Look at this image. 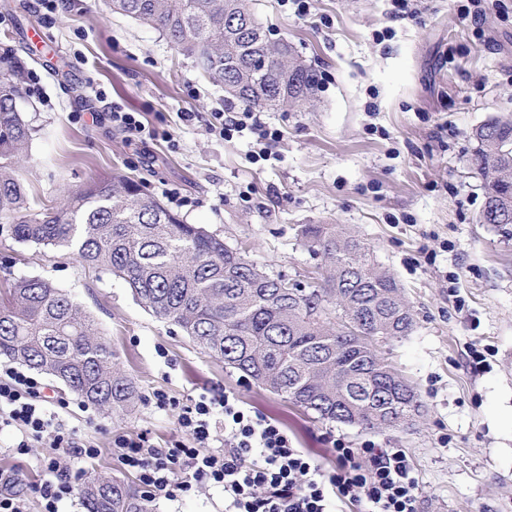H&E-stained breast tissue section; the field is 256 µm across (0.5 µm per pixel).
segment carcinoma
Here are the masks:
<instances>
[{"label": "carcinoma", "instance_id": "carcinoma-1", "mask_svg": "<svg viewBox=\"0 0 512 512\" xmlns=\"http://www.w3.org/2000/svg\"><path fill=\"white\" fill-rule=\"evenodd\" d=\"M108 9L156 26L193 58L225 98L258 109L314 100L315 77L245 0H106ZM12 67H0V219L21 243L68 249L122 280L136 302L212 357L320 421L390 430L419 414L382 354L408 335L414 316L394 276L342 224H305L304 245L326 272L307 288L271 274L206 228L186 224L141 183L120 173L94 177L58 206L31 212L18 162L31 128L17 109ZM471 162L485 203L479 223L512 229V115L471 131ZM54 377L114 416L132 413L138 387L111 345L68 292L23 277L0 301V357ZM79 494L85 512H156L154 500L117 476L95 475Z\"/></svg>", "mask_w": 512, "mask_h": 512}]
</instances>
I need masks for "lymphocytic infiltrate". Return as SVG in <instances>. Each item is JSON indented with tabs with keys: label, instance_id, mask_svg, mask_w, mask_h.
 <instances>
[{
	"label": "lymphocytic infiltrate",
	"instance_id": "f902f5d3",
	"mask_svg": "<svg viewBox=\"0 0 512 512\" xmlns=\"http://www.w3.org/2000/svg\"><path fill=\"white\" fill-rule=\"evenodd\" d=\"M47 389L25 369L0 367V430L18 434L11 452L19 456L31 442L51 438L56 454L40 461L42 478L30 490L40 496L43 512H59L74 491L60 454L89 458L96 450L62 423L59 412L69 402ZM152 403L161 411L176 406L161 391ZM179 409L177 434L166 447L145 434L113 440L122 467L136 473L151 498L186 497L212 486L223 489L225 512H334L344 502L360 512H419V475L404 449L371 442L355 448L328 431L324 439L336 457L329 471L234 393H203Z\"/></svg>",
	"mask_w": 512,
	"mask_h": 512
}]
</instances>
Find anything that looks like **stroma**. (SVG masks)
<instances>
[{"label":"stroma","mask_w":512,"mask_h":512,"mask_svg":"<svg viewBox=\"0 0 512 512\" xmlns=\"http://www.w3.org/2000/svg\"><path fill=\"white\" fill-rule=\"evenodd\" d=\"M275 37L288 40L315 73L308 109L259 111L279 134L268 159L250 130L208 129L223 89L206 82L163 32L108 11L103 0H69L49 12L39 0H0V58L22 87L17 108L33 129L22 163L33 211L60 203L90 177L120 172L174 206L267 271L309 283L318 261L302 242L305 224H343L390 270L415 325L384 347L414 384L423 413L390 432L321 422L259 389L210 357L175 326L140 307L123 282L83 266L67 250L15 241L0 223V290L43 276L71 293L111 344L144 398L115 417L48 379L69 399L65 423L96 446L92 459H66L77 480L122 475L118 433H149L165 447L176 411L147 403L162 391L178 401L211 388L285 429L325 468L326 431L361 447L404 449L420 481V512H512V239L480 223L483 182L469 159L474 127L512 113V0H313L299 17L289 0H249ZM140 113L157 138L128 139L105 115ZM483 364L470 369L471 351ZM0 430V476L38 482L49 441L28 455Z\"/></svg>","instance_id":"stroma-1"}]
</instances>
